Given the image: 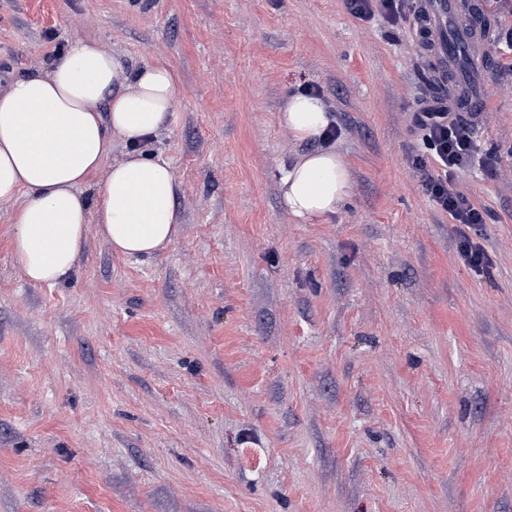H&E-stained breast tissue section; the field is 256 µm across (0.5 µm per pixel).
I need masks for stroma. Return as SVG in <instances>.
Masks as SVG:
<instances>
[{
	"label": "stroma",
	"instance_id": "obj_1",
	"mask_svg": "<svg viewBox=\"0 0 512 512\" xmlns=\"http://www.w3.org/2000/svg\"><path fill=\"white\" fill-rule=\"evenodd\" d=\"M77 37L177 72L151 148L182 226L149 258L90 234L68 281L36 286L11 258L19 203H0V512H512V54L488 57L456 176L485 219L478 275L415 175L413 115L440 89L414 20L345 0H0V87ZM311 85L352 181L327 224L280 187L316 148L279 125Z\"/></svg>",
	"mask_w": 512,
	"mask_h": 512
}]
</instances>
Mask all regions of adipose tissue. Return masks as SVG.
Here are the masks:
<instances>
[{"mask_svg":"<svg viewBox=\"0 0 512 512\" xmlns=\"http://www.w3.org/2000/svg\"><path fill=\"white\" fill-rule=\"evenodd\" d=\"M177 78L164 63L124 72L112 53L87 38L73 40L49 70L0 88V201L21 198L14 216L12 259L34 285L68 279L97 233L120 254L148 258L180 232L171 166L147 152L146 138L175 116ZM331 122L325 104L289 95L280 125L289 139L320 140ZM127 150L109 161L113 140ZM107 168L92 200L78 193ZM289 213L328 223L351 193L349 169L331 147L282 168Z\"/></svg>","mask_w":512,"mask_h":512,"instance_id":"obj_1","label":"adipose tissue"}]
</instances>
